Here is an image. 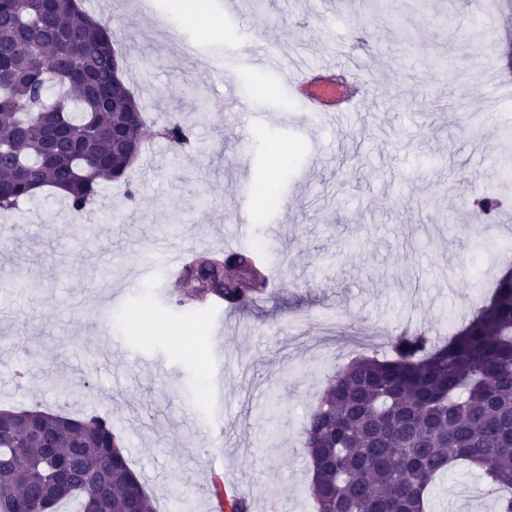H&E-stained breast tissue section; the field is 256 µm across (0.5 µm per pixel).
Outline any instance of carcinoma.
<instances>
[{"instance_id": "carcinoma-1", "label": "carcinoma", "mask_w": 512, "mask_h": 512, "mask_svg": "<svg viewBox=\"0 0 512 512\" xmlns=\"http://www.w3.org/2000/svg\"><path fill=\"white\" fill-rule=\"evenodd\" d=\"M115 34L77 0H0V211L50 187L81 217L102 181L123 182L142 153L136 99L112 93ZM176 151L180 121L163 128ZM473 205L487 218L500 196ZM179 303H256L269 276L253 249L195 257ZM316 512H427V493L459 461L512 490V269L488 302L440 343L409 328L382 356H359L330 378L302 430ZM220 512L224 486L211 481ZM156 512L106 417L0 409V512Z\"/></svg>"}]
</instances>
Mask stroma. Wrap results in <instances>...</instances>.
Instances as JSON below:
<instances>
[{"instance_id":"stroma-1","label":"stroma","mask_w":512,"mask_h":512,"mask_svg":"<svg viewBox=\"0 0 512 512\" xmlns=\"http://www.w3.org/2000/svg\"><path fill=\"white\" fill-rule=\"evenodd\" d=\"M180 0H94L118 34L145 114L136 201L104 182L87 226L39 192L0 215V404L102 415L168 512H212L211 438L253 512H313L300 430L336 367L387 351L405 324L444 338L488 296L512 254V99L486 71L512 64V0H265L239 15ZM250 30L279 71L234 68ZM331 69H322V62ZM358 69L371 90L330 124L298 112L288 73ZM289 121H281V113ZM491 112L493 125L466 124ZM178 118L195 141L173 155L157 134ZM498 188L483 223L457 189ZM253 211L272 275L266 295L226 311L175 306L160 252L223 250L239 203ZM459 466L429 512H492L495 493Z\"/></svg>"}]
</instances>
